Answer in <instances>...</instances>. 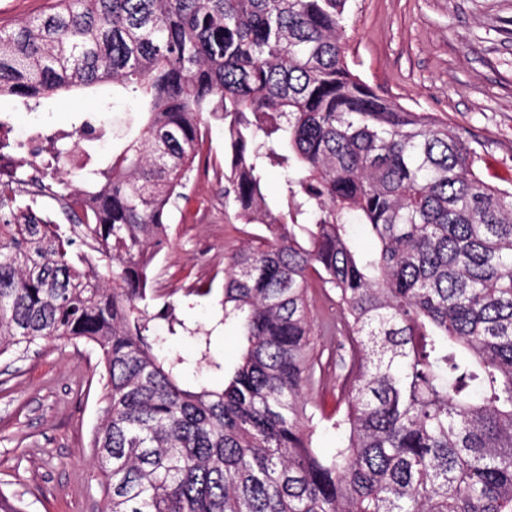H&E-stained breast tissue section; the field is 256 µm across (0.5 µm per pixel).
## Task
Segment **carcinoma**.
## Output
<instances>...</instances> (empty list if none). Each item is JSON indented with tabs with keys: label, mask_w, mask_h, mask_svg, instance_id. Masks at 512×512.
<instances>
[{
	"label": "carcinoma",
	"mask_w": 512,
	"mask_h": 512,
	"mask_svg": "<svg viewBox=\"0 0 512 512\" xmlns=\"http://www.w3.org/2000/svg\"><path fill=\"white\" fill-rule=\"evenodd\" d=\"M349 2L52 0L0 29V96L34 111L110 81L146 107L139 137L87 171L90 213L0 222V355L101 352V512H512V187L481 178L458 130L351 73ZM212 121L225 204L263 228L225 268L218 324L242 341L228 372L209 333L192 357L159 356L152 321L189 327L148 302ZM313 289L353 364L326 452L307 396ZM203 363L222 386L183 385ZM284 191L281 169L269 166L263 180V192L268 201H279Z\"/></svg>",
	"instance_id": "cac0c4a2"
}]
</instances>
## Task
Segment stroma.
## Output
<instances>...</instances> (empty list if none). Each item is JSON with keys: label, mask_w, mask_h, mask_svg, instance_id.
<instances>
[{"label": "stroma", "mask_w": 512, "mask_h": 512, "mask_svg": "<svg viewBox=\"0 0 512 512\" xmlns=\"http://www.w3.org/2000/svg\"><path fill=\"white\" fill-rule=\"evenodd\" d=\"M350 11L352 72L377 94L457 128L476 148L482 177L511 187L512 0H352ZM1 112L11 113L17 134L99 113L111 130L100 167L141 123L135 101L108 83L42 99L35 112L0 96ZM185 194L170 215V245L153 266V306L174 304L178 318L211 332V355L229 368L241 340L233 324L216 323L225 262L261 228L239 223L225 205L222 125H210ZM206 287L210 296H196ZM309 306L317 364L308 393L333 416L344 409L338 381L348 358L343 338L325 330L329 301L315 290ZM102 372L98 351L81 342L0 356V491L22 512H100L91 444L104 407Z\"/></svg>", "instance_id": "1"}]
</instances>
